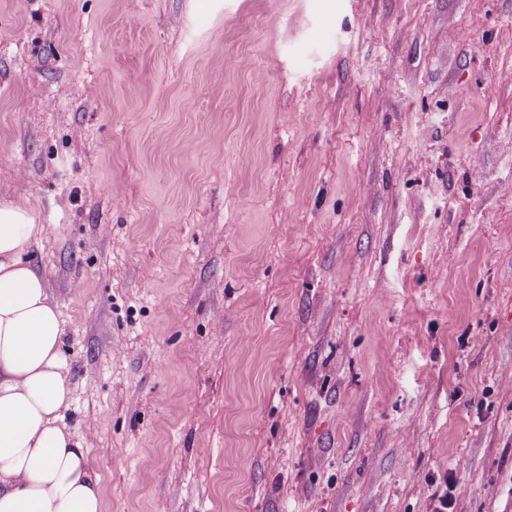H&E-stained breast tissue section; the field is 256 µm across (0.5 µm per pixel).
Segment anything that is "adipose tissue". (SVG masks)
<instances>
[{"mask_svg": "<svg viewBox=\"0 0 512 512\" xmlns=\"http://www.w3.org/2000/svg\"><path fill=\"white\" fill-rule=\"evenodd\" d=\"M45 228L0 203V512H103L72 402L65 328L45 277L25 260Z\"/></svg>", "mask_w": 512, "mask_h": 512, "instance_id": "1", "label": "adipose tissue"}]
</instances>
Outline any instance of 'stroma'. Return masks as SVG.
Listing matches in <instances>:
<instances>
[{
	"mask_svg": "<svg viewBox=\"0 0 512 512\" xmlns=\"http://www.w3.org/2000/svg\"><path fill=\"white\" fill-rule=\"evenodd\" d=\"M0 201L104 512H512V0H0Z\"/></svg>",
	"mask_w": 512,
	"mask_h": 512,
	"instance_id": "obj_1",
	"label": "stroma"
}]
</instances>
